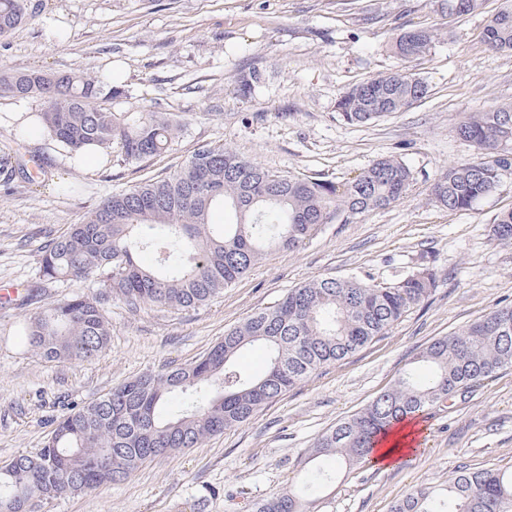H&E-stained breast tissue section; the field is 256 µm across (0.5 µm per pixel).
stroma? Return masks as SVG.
<instances>
[{"mask_svg":"<svg viewBox=\"0 0 512 512\" xmlns=\"http://www.w3.org/2000/svg\"><path fill=\"white\" fill-rule=\"evenodd\" d=\"M451 17L441 0H28V16L0 39V69L77 75L112 73L124 90L117 112H161L180 127L171 148L148 161L98 149L83 166L35 128L36 99L0 98V284L20 288L0 307V464L42 448L52 423L119 383L195 361L226 330L322 278L388 284L429 268L436 286L384 338L327 365L262 406L247 422L145 462L121 482L38 501L35 512H254L299 484L318 438L365 408L428 344L512 304V244L492 239L512 209V170L468 211L432 199L430 186L475 160L455 134L467 114L512 106V51L489 49L486 18ZM65 40L53 35L56 26ZM437 38L413 65L425 100L370 125L347 124L336 101L348 88L400 68L399 30ZM262 79L241 92L239 78ZM222 146L282 174L343 182L376 160L405 163L413 182L388 208L320 225L292 251H274L224 293L194 308H130L96 281L40 283L42 250L107 196L179 171L199 146ZM38 289L37 300L25 294ZM75 294L102 302L111 339L89 362H48L21 327L41 305ZM423 446L392 468H340L318 494L317 512H391L412 490L441 492L460 469L512 471V368L471 388L444 412H424Z\"/></svg>","mask_w":512,"mask_h":512,"instance_id":"1","label":"stroma"}]
</instances>
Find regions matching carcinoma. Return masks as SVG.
<instances>
[{
	"label": "carcinoma",
	"mask_w": 512,
	"mask_h": 512,
	"mask_svg": "<svg viewBox=\"0 0 512 512\" xmlns=\"http://www.w3.org/2000/svg\"><path fill=\"white\" fill-rule=\"evenodd\" d=\"M482 7L483 0L442 3L450 16ZM26 14L27 0H0V37ZM435 38V31L424 27L397 33L391 51L406 67L343 92L336 102L343 120L372 123L425 99L427 84L409 64L425 55ZM483 38L494 50H512V0L487 20ZM122 94L110 73L0 72V97L44 101V129L75 154L88 146L116 145L126 160L141 162L167 151L174 121L155 112L104 107ZM456 132L480 158L437 179L431 195L441 207L467 211L512 169V107L468 115ZM412 181L410 168L391 158L335 182L282 175L229 149L204 145L177 173L115 193L71 225L46 246L40 277L99 279L132 308L146 303L194 308L234 285L265 253L306 244L321 224L385 209ZM216 207L231 211L234 221L211 223ZM490 232L495 240L512 243V210L499 213ZM144 252L154 255L152 264L142 261ZM435 287V273L422 269L391 284L324 278L289 290L276 305L225 331L194 362L126 380L60 417L36 453L0 465V512H33L41 498L91 492L129 477L152 458L193 448L248 421L319 368L388 335ZM22 333L30 351L47 361H89L110 341L100 300L83 295L48 304ZM255 344L265 348L267 367L249 377L233 359ZM419 361L425 369L405 370L363 410L321 435L307 462L333 456L349 466L361 464L382 431L398 420L445 411L448 402L477 383L512 368V305L433 340ZM328 478L318 466L302 486L266 500L257 512H314L317 492ZM393 512H512V472L461 469L441 494L416 490Z\"/></svg>",
	"instance_id": "obj_1"
}]
</instances>
